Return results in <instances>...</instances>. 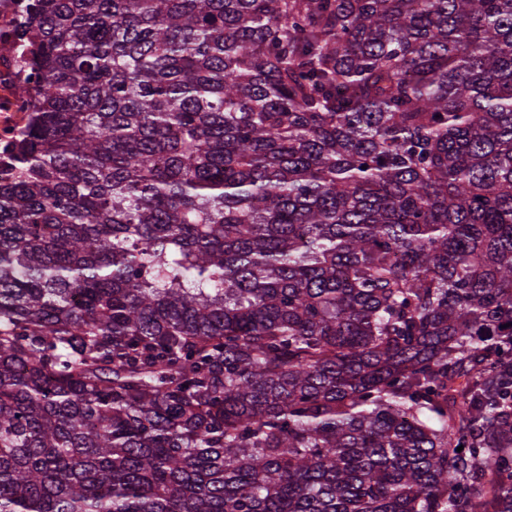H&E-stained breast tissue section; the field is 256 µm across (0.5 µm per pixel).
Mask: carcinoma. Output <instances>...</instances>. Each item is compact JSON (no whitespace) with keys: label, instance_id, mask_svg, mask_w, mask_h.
<instances>
[{"label":"carcinoma","instance_id":"1","mask_svg":"<svg viewBox=\"0 0 512 512\" xmlns=\"http://www.w3.org/2000/svg\"><path fill=\"white\" fill-rule=\"evenodd\" d=\"M29 29L0 512H512V0Z\"/></svg>","mask_w":512,"mask_h":512}]
</instances>
